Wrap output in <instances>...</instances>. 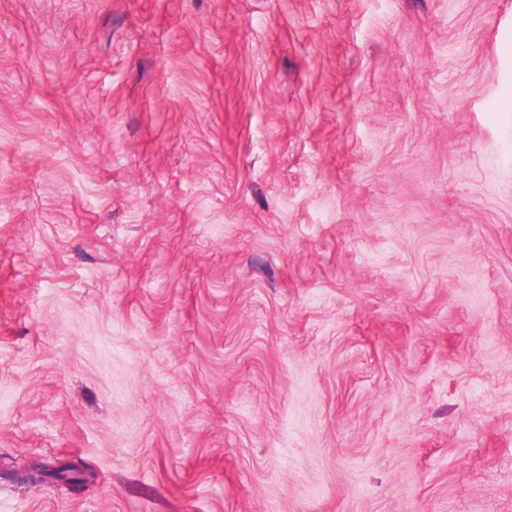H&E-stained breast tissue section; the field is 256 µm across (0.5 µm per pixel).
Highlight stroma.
Masks as SVG:
<instances>
[{"mask_svg": "<svg viewBox=\"0 0 512 512\" xmlns=\"http://www.w3.org/2000/svg\"><path fill=\"white\" fill-rule=\"evenodd\" d=\"M0 512H512V0H0Z\"/></svg>", "mask_w": 512, "mask_h": 512, "instance_id": "1", "label": "stroma"}]
</instances>
